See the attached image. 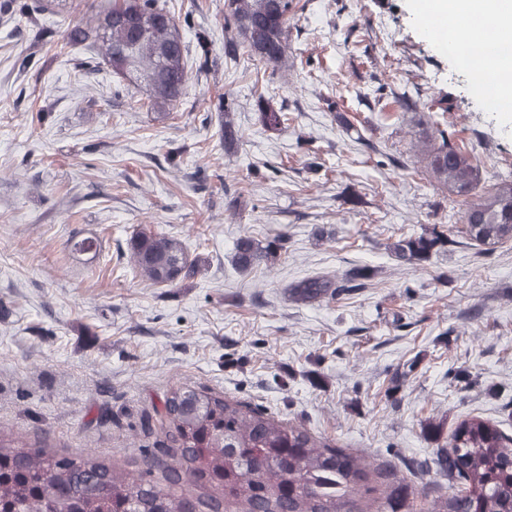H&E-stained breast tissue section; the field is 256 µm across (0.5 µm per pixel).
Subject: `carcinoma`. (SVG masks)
I'll return each mask as SVG.
<instances>
[{"mask_svg":"<svg viewBox=\"0 0 512 512\" xmlns=\"http://www.w3.org/2000/svg\"><path fill=\"white\" fill-rule=\"evenodd\" d=\"M293 0H227L225 23L248 51L266 62H288V14ZM76 24L68 39L90 38L112 71L148 87L151 105L178 103L189 82L188 51L174 17L162 0H109L93 18ZM260 122L276 131L284 115L266 105ZM437 134L421 150L424 172L457 197L480 192L461 215L470 240L490 248L512 240V180L485 185L482 168L464 146L448 137L430 117ZM452 240L443 233L422 234L392 245L406 262L425 261ZM135 268L154 285L192 278L197 261L182 242L162 232L140 230L129 240ZM274 242L261 245L249 236L237 240L235 262L242 270L277 259ZM366 277L362 271L340 281L311 276L290 285L297 302H312ZM161 414L177 445L178 465L165 466L168 486L90 456L46 453L24 438L0 431V512H186L195 498L202 512H353L359 498L380 476L361 455L348 452L305 429L237 400L194 387L170 390ZM436 463L461 489L431 501L430 512H512V434L480 416L462 420L448 447L436 451ZM192 474L183 484L180 473ZM209 490L194 495L190 486Z\"/></svg>","mask_w":512,"mask_h":512,"instance_id":"1","label":"carcinoma"}]
</instances>
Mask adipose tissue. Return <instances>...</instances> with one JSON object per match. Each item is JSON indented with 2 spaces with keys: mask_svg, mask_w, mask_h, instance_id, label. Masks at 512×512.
<instances>
[{
  "mask_svg": "<svg viewBox=\"0 0 512 512\" xmlns=\"http://www.w3.org/2000/svg\"><path fill=\"white\" fill-rule=\"evenodd\" d=\"M417 8L440 20L448 33H455L458 19L465 16L489 24L493 41L512 44V0H419Z\"/></svg>",
  "mask_w": 512,
  "mask_h": 512,
  "instance_id": "adipose-tissue-1",
  "label": "adipose tissue"
}]
</instances>
